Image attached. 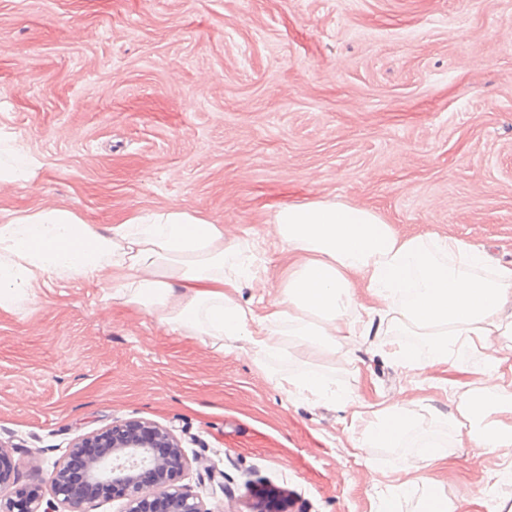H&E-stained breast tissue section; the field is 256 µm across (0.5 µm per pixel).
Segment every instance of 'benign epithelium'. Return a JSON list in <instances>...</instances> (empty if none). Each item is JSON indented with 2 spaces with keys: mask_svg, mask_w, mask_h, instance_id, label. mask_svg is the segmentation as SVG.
<instances>
[{
  "mask_svg": "<svg viewBox=\"0 0 512 512\" xmlns=\"http://www.w3.org/2000/svg\"><path fill=\"white\" fill-rule=\"evenodd\" d=\"M189 467L167 429L140 420L115 422L76 439L53 464L44 487H15L0 470V512H85L84 505L119 499V512H210L175 484Z\"/></svg>",
  "mask_w": 512,
  "mask_h": 512,
  "instance_id": "benign-epithelium-1",
  "label": "benign epithelium"
}]
</instances>
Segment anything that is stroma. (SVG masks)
Segmentation results:
<instances>
[{"mask_svg":"<svg viewBox=\"0 0 512 512\" xmlns=\"http://www.w3.org/2000/svg\"><path fill=\"white\" fill-rule=\"evenodd\" d=\"M40 168L0 214L45 206L105 227L182 206L236 229L277 297L291 259L274 209L376 210L512 262V0H0V136ZM390 323L318 358L282 335L259 356L167 332L105 283L55 284L0 310V442L21 487L78 437L130 419L169 429L180 485L209 512H421L420 482L512 508L497 460L444 422L450 373L385 354ZM315 371L353 399L411 401L396 448H356L350 409L289 395ZM411 484L397 470L421 446ZM214 468L216 479L206 470Z\"/></svg>","mask_w":512,"mask_h":512,"instance_id":"35a3bbf8","label":"stroma"}]
</instances>
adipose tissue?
Here are the masks:
<instances>
[{
	"mask_svg": "<svg viewBox=\"0 0 512 512\" xmlns=\"http://www.w3.org/2000/svg\"><path fill=\"white\" fill-rule=\"evenodd\" d=\"M38 164L0 138V185L26 187ZM272 222L295 258L278 298L255 309L233 296L259 279L247 241L181 207L142 212L102 229L73 212L43 207L0 219V309L33 302L44 288L76 279L113 284L114 297L157 314L172 333L246 338L256 354L278 349L277 327L326 356L375 319L420 336L390 353L458 372L444 420L498 458L489 478L512 481V264L488 267L482 246L428 232L402 237L369 208L312 201L278 208ZM489 276H482V269ZM366 291L372 306L358 300ZM486 353L482 367L466 360ZM363 444L390 448L414 424L407 401L351 404Z\"/></svg>",
	"mask_w": 512,
	"mask_h": 512,
	"instance_id": "ef3b65f1",
	"label": "adipose tissue"
}]
</instances>
